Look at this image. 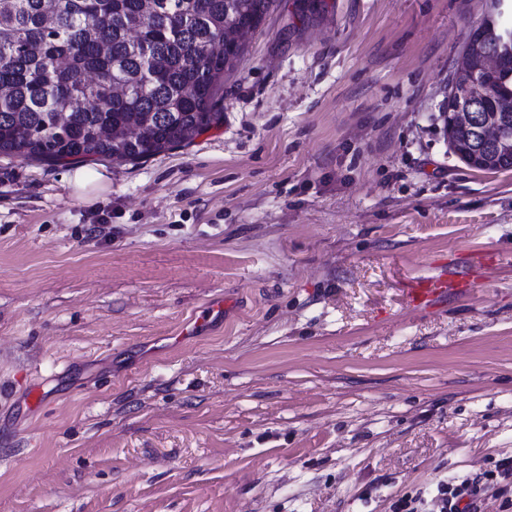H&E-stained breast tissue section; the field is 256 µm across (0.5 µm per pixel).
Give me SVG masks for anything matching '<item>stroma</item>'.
Segmentation results:
<instances>
[{
    "instance_id": "obj_1",
    "label": "stroma",
    "mask_w": 512,
    "mask_h": 512,
    "mask_svg": "<svg viewBox=\"0 0 512 512\" xmlns=\"http://www.w3.org/2000/svg\"><path fill=\"white\" fill-rule=\"evenodd\" d=\"M309 4L271 0L188 146L88 193L0 155V512H391L512 457V170L442 130L490 0ZM481 272L477 267L466 271L439 272L434 275L415 276L402 284L405 303L416 309H427L443 300L448 294L458 293L466 288H473Z\"/></svg>"
}]
</instances>
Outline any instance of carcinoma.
<instances>
[{
  "mask_svg": "<svg viewBox=\"0 0 512 512\" xmlns=\"http://www.w3.org/2000/svg\"><path fill=\"white\" fill-rule=\"evenodd\" d=\"M270 0H0V154L48 164L111 158L134 162L189 143L219 123L216 88L263 20ZM504 0L471 33L470 65L489 55L496 69L482 115L504 126L496 171L512 170V27ZM150 131L133 136L132 122ZM454 153L485 151L479 126L457 137Z\"/></svg>",
  "mask_w": 512,
  "mask_h": 512,
  "instance_id": "cac0c4a2",
  "label": "carcinoma"
}]
</instances>
